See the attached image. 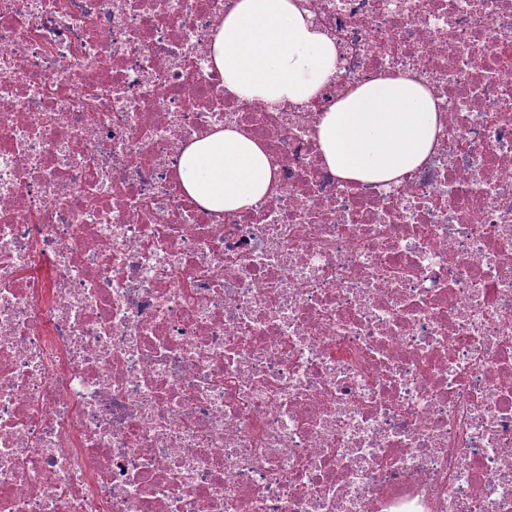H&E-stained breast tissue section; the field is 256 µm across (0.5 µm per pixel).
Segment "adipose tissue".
Returning <instances> with one entry per match:
<instances>
[{
    "mask_svg": "<svg viewBox=\"0 0 512 512\" xmlns=\"http://www.w3.org/2000/svg\"><path fill=\"white\" fill-rule=\"evenodd\" d=\"M232 95L271 105L309 102L337 65V48L296 0H238L211 46ZM437 106L420 81L376 79L352 90L316 124L326 165L351 181L397 184L430 154ZM276 168L261 145L234 127L192 142L178 173L185 192L208 210L253 205Z\"/></svg>",
    "mask_w": 512,
    "mask_h": 512,
    "instance_id": "1",
    "label": "adipose tissue"
}]
</instances>
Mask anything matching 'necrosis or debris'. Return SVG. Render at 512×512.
Returning <instances> with one entry per match:
<instances>
[{
	"label": "necrosis or debris",
	"mask_w": 512,
	"mask_h": 512,
	"mask_svg": "<svg viewBox=\"0 0 512 512\" xmlns=\"http://www.w3.org/2000/svg\"><path fill=\"white\" fill-rule=\"evenodd\" d=\"M15 2L0 512H512V0H297L338 52L315 110L225 92L237 0ZM406 74L432 153L337 178L319 111ZM226 125L276 180L210 213L178 164Z\"/></svg>",
	"instance_id": "obj_1"
}]
</instances>
